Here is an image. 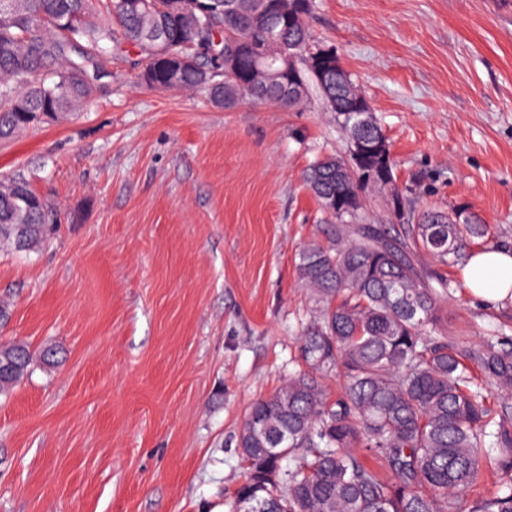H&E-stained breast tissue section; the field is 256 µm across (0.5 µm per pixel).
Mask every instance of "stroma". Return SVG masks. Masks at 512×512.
<instances>
[{
  "label": "stroma",
  "instance_id": "stroma-1",
  "mask_svg": "<svg viewBox=\"0 0 512 512\" xmlns=\"http://www.w3.org/2000/svg\"><path fill=\"white\" fill-rule=\"evenodd\" d=\"M314 40L365 92L410 186L405 218L458 209L512 247V0H313ZM135 52L94 102L0 142L58 215L34 251L0 247V343L58 350L0 397V512H230L250 405L301 364L320 305L300 250L331 218L304 181L346 135L297 109L153 90ZM441 332L512 340V302L470 298Z\"/></svg>",
  "mask_w": 512,
  "mask_h": 512
}]
</instances>
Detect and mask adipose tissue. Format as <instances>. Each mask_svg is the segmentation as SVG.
I'll use <instances>...</instances> for the list:
<instances>
[{
	"label": "adipose tissue",
	"mask_w": 512,
	"mask_h": 512,
	"mask_svg": "<svg viewBox=\"0 0 512 512\" xmlns=\"http://www.w3.org/2000/svg\"><path fill=\"white\" fill-rule=\"evenodd\" d=\"M468 294L488 303L512 302V250L473 251L463 269Z\"/></svg>",
	"instance_id": "ef3b65f1"
}]
</instances>
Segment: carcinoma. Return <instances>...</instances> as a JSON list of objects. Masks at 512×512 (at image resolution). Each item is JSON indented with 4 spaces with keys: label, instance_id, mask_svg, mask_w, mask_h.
Wrapping results in <instances>:
<instances>
[{
    "label": "carcinoma",
    "instance_id": "obj_1",
    "mask_svg": "<svg viewBox=\"0 0 512 512\" xmlns=\"http://www.w3.org/2000/svg\"><path fill=\"white\" fill-rule=\"evenodd\" d=\"M279 9L267 0H12L0 11V141L90 104L112 83V56L131 47L137 80L154 89L204 92L220 107L244 99L278 103L223 71L237 39H271L303 53L306 90L318 92L336 125L358 118L351 73L322 71L325 45L307 26L310 0ZM203 45L204 53L194 47ZM379 159L317 157L305 181L335 221L330 241L303 247L299 276L323 303L300 338L305 368L245 415L236 446L245 465L235 512H458L463 493L494 463L504 482L470 512H512V346L459 344L438 332L451 282L428 275L419 256L445 267L463 260L485 226L451 224L428 211L417 224H364ZM388 211L405 218L392 178ZM54 214L22 173L0 179V246L29 250ZM22 342L0 345V397L31 372ZM334 373L330 398L318 376ZM500 399L493 411L489 396Z\"/></svg>",
    "mask_w": 512,
    "mask_h": 512
}]
</instances>
